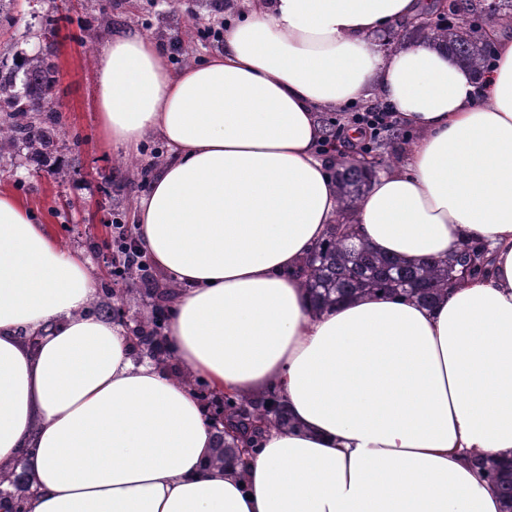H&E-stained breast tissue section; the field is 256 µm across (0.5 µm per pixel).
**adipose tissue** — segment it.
<instances>
[{
  "mask_svg": "<svg viewBox=\"0 0 512 512\" xmlns=\"http://www.w3.org/2000/svg\"><path fill=\"white\" fill-rule=\"evenodd\" d=\"M420 7L232 0L223 51L178 70L134 29L100 47L113 146L168 147L133 222L174 284L172 354L215 393H274L295 427L214 463L187 379L137 361L86 261L0 189L1 490L23 472L30 512H500L469 461L512 463V38L490 33L479 74L386 41ZM375 96L418 136L372 180L360 236L414 260L478 242L488 266L430 307L317 316L301 268L341 213L320 114Z\"/></svg>",
  "mask_w": 512,
  "mask_h": 512,
  "instance_id": "ef3b65f1",
  "label": "adipose tissue"
}]
</instances>
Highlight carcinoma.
<instances>
[{"instance_id": "obj_1", "label": "carcinoma", "mask_w": 512, "mask_h": 512, "mask_svg": "<svg viewBox=\"0 0 512 512\" xmlns=\"http://www.w3.org/2000/svg\"><path fill=\"white\" fill-rule=\"evenodd\" d=\"M467 17L440 16L427 38L444 46L449 52L479 73L487 67L490 52L481 38L482 25L476 19L477 5L468 3ZM55 84L52 67L35 55L27 60L23 78L17 68L0 65V101L12 105L8 121L0 123V138L8 136L22 142L36 154H49L58 144L56 121L48 115L49 100ZM373 172L342 160L336 171L339 202L346 214L351 213L367 191ZM486 262L485 250L479 244H467L455 255V262L415 263L381 255L361 241L354 224H333L318 249L306 258V288L314 312L321 313L337 303L359 295L393 296L432 303L448 290V283L466 269V277L482 273ZM199 397L212 409L211 415L221 417L242 430L263 421L273 427L292 426L288 410L274 397L224 398V405L210 404L212 394L203 383ZM219 446L215 460L221 462L236 452L237 441L219 429ZM473 469L485 474L496 485L505 502L504 512H512V473L507 474L500 463L489 459H473Z\"/></svg>"}]
</instances>
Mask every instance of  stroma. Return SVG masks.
<instances>
[{
  "label": "stroma",
  "instance_id": "1",
  "mask_svg": "<svg viewBox=\"0 0 512 512\" xmlns=\"http://www.w3.org/2000/svg\"><path fill=\"white\" fill-rule=\"evenodd\" d=\"M210 0H40L29 9L16 0L0 21V61L12 65L30 45L50 46L56 83L50 106L59 127L56 152L41 157L22 143H0V188L31 204L38 219L71 251L88 260L96 282L95 313L111 319L124 311L128 332L153 302L139 278L112 277L113 225L131 223L144 176L166 154L160 138H147L137 153L113 148L102 132L94 104V58L102 41L129 27L187 57L215 52L200 36L212 22Z\"/></svg>",
  "mask_w": 512,
  "mask_h": 512
}]
</instances>
